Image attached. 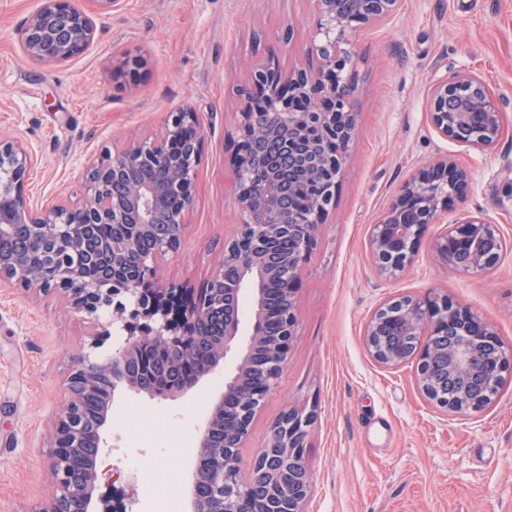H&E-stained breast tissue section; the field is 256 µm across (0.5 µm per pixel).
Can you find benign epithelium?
<instances>
[{"label": "benign epithelium", "mask_w": 512, "mask_h": 512, "mask_svg": "<svg viewBox=\"0 0 512 512\" xmlns=\"http://www.w3.org/2000/svg\"><path fill=\"white\" fill-rule=\"evenodd\" d=\"M87 2L84 8L76 0H42L18 31L27 58L40 66H56L83 56L95 41L97 16L112 8V0ZM311 2L324 34L315 46L319 66L284 69L272 50L238 86L242 109L234 171L240 227L224 240L223 258L202 288H182L156 274L158 260L181 249L182 224L193 204L196 170L205 149L193 108L170 113L159 136L134 141L90 164L80 201L45 207L24 190L35 162L32 150L19 137L0 131V238L20 239L18 251H0V286L56 294L71 309L90 316L110 308L112 324L124 333L123 345L104 360L87 353L71 359L64 382L67 399L48 441L55 492L35 512H92L110 402L104 403L91 429L79 407L97 381L107 380L113 394L128 389L175 399L214 373L235 344L239 352L233 372L199 430L190 512H303L312 483L306 448L314 412L290 407L281 414L253 457L247 480L235 454L212 459V433L223 416L225 447H244L258 411L282 377L298 325L302 265L335 204L348 147L358 132V82L349 70L344 36L356 21L388 20L401 0H356L354 17L339 11L338 0ZM425 110L433 130L461 146L490 148L500 137L496 94L472 71H448L431 87ZM474 112L483 113L485 123L472 133ZM329 141L341 143L342 149H324ZM262 167L267 178L258 185L254 171ZM141 168L153 169L155 176L141 179ZM289 171L315 178L319 187L302 216L280 189L282 174ZM469 184L468 172L446 155L425 162L403 183L369 236L370 260L384 278H397L413 263L428 225L462 198ZM95 224L112 225L114 234L98 252L87 254L86 237ZM299 227L292 255L274 265L276 241L291 237ZM61 237L71 242L67 254L51 250V243ZM502 240L492 217L481 211L464 213L432 240L431 251L451 268L465 257L470 271L482 274L500 263L503 253L497 245ZM35 254L36 264L31 261ZM273 276L288 295V307L282 312L278 342L260 354L265 285ZM247 295L252 298V332L239 343ZM394 318L402 335L422 338L416 349L388 340L386 325ZM90 336V347H101L111 336L109 325L94 320ZM496 337L487 321L447 296L406 295L373 311L363 342L382 368L415 362L416 386L425 401L446 414L466 416L484 410L492 397L476 396L465 386L450 394L438 378L465 381L477 361L491 385L511 377L512 353L503 351ZM148 340L176 350L181 363L197 372L164 392L146 386L134 377L133 363ZM203 487L210 490L204 498Z\"/></svg>", "instance_id": "benign-epithelium-1"}]
</instances>
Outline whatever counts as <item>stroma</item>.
I'll return each instance as SVG.
<instances>
[{
  "instance_id": "35a3bbf8",
  "label": "stroma",
  "mask_w": 512,
  "mask_h": 512,
  "mask_svg": "<svg viewBox=\"0 0 512 512\" xmlns=\"http://www.w3.org/2000/svg\"><path fill=\"white\" fill-rule=\"evenodd\" d=\"M40 0H0V130L38 156L27 189L42 203L79 201L84 170L104 151L158 134L168 113L199 114L206 151L187 215L183 247L160 264L171 282L202 287L220 245L238 228L233 157L241 102L236 87L290 28L282 65L308 62L318 18L311 0H112L81 58L58 66L27 59L18 38ZM359 92L360 132L303 265L299 328L282 382L255 417L242 466H249L275 420L290 406L314 411L307 458L313 486L305 512H512V378L492 407L467 417L436 413L415 385V365L379 367L363 344L374 308L400 294L446 295L491 322L512 347V252L477 276L444 267L430 250L443 232L429 225L414 265L384 279L368 259V237L394 192L415 167L448 152L471 175L449 218L483 211L512 245V0H403L382 25L348 35ZM139 57L136 77L114 68ZM479 74L500 101L503 132L490 149L461 148L430 126L424 105L448 70ZM90 321L57 298L0 288V512H32L52 492L49 426L64 399L71 355L87 350ZM235 363L187 394L159 400L116 392L96 512L119 496L152 512L151 499L184 496L200 410L224 388ZM166 468L169 483L130 482L120 461Z\"/></svg>"
}]
</instances>
